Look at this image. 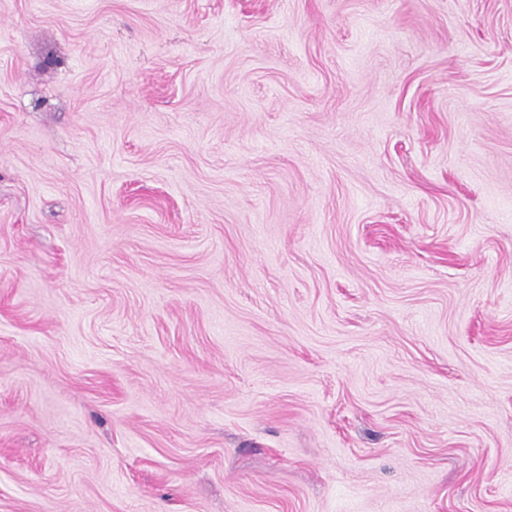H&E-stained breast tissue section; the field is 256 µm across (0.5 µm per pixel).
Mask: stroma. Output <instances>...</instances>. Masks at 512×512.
I'll use <instances>...</instances> for the list:
<instances>
[{"mask_svg":"<svg viewBox=\"0 0 512 512\" xmlns=\"http://www.w3.org/2000/svg\"><path fill=\"white\" fill-rule=\"evenodd\" d=\"M0 512H512V0H0Z\"/></svg>","mask_w":512,"mask_h":512,"instance_id":"1","label":"stroma"}]
</instances>
